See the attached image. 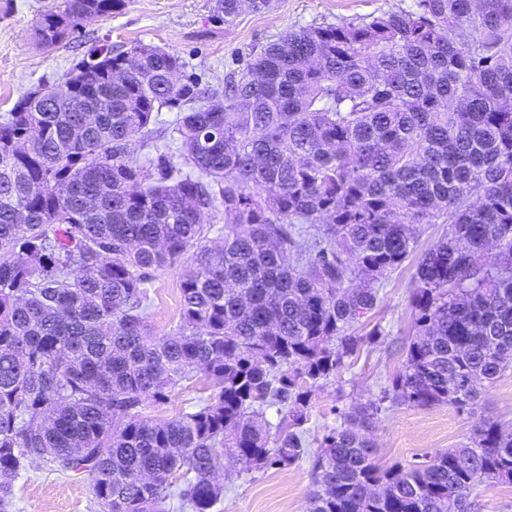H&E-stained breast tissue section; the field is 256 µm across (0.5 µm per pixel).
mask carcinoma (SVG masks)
<instances>
[{"instance_id": "1", "label": "carcinoma", "mask_w": 512, "mask_h": 512, "mask_svg": "<svg viewBox=\"0 0 512 512\" xmlns=\"http://www.w3.org/2000/svg\"><path fill=\"white\" fill-rule=\"evenodd\" d=\"M124 6L58 0L36 45ZM213 9L231 23L242 3ZM183 68L103 45L0 117V512L35 460L88 474L102 512H211L224 459L238 478L299 462L315 388L415 254L403 368L323 437L309 512H476V485H512L511 430L487 422L397 470L364 430L387 401L470 410L512 362V0L290 30L216 88L171 80ZM421 224L446 228L420 252ZM185 259L179 321L158 336L148 285ZM195 377L211 393L194 411L144 415Z\"/></svg>"}]
</instances>
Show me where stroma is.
<instances>
[{
	"mask_svg": "<svg viewBox=\"0 0 512 512\" xmlns=\"http://www.w3.org/2000/svg\"><path fill=\"white\" fill-rule=\"evenodd\" d=\"M51 0H0V114L18 97L39 85L60 86L71 67L96 45L140 41L179 55L184 71L201 85H213L236 69L239 59L286 31L308 24L358 21L411 5L412 0H273L271 9H243L233 23L217 20L212 0H126L119 13L79 29L67 45L45 52L34 41L39 12ZM184 265L163 271L152 283L150 323L157 334L169 333L180 312ZM412 263L386 281L373 316L380 335L364 337L358 352L335 378L314 392L305 425L309 451L341 423V412L374 400L390 387L404 362L403 348L413 334ZM196 380L168 402L149 403L147 415L167 419L189 412L208 397ZM512 425V368L482 388L473 412L449 405L418 407L383 404L367 432L385 468L424 461L435 452L466 442L483 422ZM314 474L309 459L290 467L254 470L226 483L212 512H308ZM12 512H99L89 477H70L29 464L13 482Z\"/></svg>",
	"mask_w": 512,
	"mask_h": 512,
	"instance_id": "obj_1",
	"label": "stroma"
}]
</instances>
